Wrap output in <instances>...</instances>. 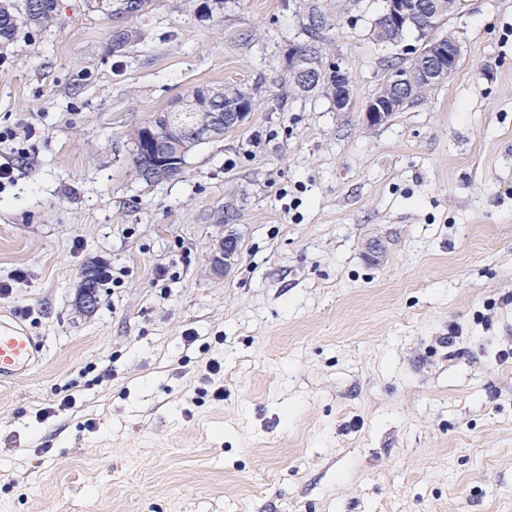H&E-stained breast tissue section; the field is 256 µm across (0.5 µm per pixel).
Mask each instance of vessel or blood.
I'll return each mask as SVG.
<instances>
[{
  "label": "vessel or blood",
  "mask_w": 512,
  "mask_h": 512,
  "mask_svg": "<svg viewBox=\"0 0 512 512\" xmlns=\"http://www.w3.org/2000/svg\"><path fill=\"white\" fill-rule=\"evenodd\" d=\"M44 345L13 317H0V383L35 371L43 361Z\"/></svg>",
  "instance_id": "obj_1"
}]
</instances>
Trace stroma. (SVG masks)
Masks as SVG:
<instances>
[{
  "label": "stroma",
  "mask_w": 512,
  "mask_h": 512,
  "mask_svg": "<svg viewBox=\"0 0 512 512\" xmlns=\"http://www.w3.org/2000/svg\"><path fill=\"white\" fill-rule=\"evenodd\" d=\"M381 5L58 0L0 44V312L45 341L0 384V512H512V0H465L457 69L368 129L421 47L375 41ZM310 44L350 111L293 92ZM225 85L246 122L140 179L137 128Z\"/></svg>",
  "instance_id": "35a3bbf8"
}]
</instances>
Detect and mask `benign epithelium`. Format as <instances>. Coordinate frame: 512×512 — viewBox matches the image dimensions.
<instances>
[{
  "mask_svg": "<svg viewBox=\"0 0 512 512\" xmlns=\"http://www.w3.org/2000/svg\"><path fill=\"white\" fill-rule=\"evenodd\" d=\"M434 11L442 19L452 17L460 8L461 0H431ZM422 6L417 0H386L384 25L374 30L378 41L394 44L390 35L399 29L418 27L422 20ZM461 55L457 37L448 33V42L437 41L417 54V65L406 70H394L381 83L378 90L364 107L365 124L372 128L389 121L401 104L403 94H420L448 79L456 70ZM288 75L294 77L300 86L310 88L323 83H336V110L342 111L351 104L350 79L340 65L323 70L320 62L296 50L289 60ZM214 98L224 100V111L213 112H165L145 123L135 132V154L163 157V145H171L181 134L191 132L202 140L223 135L240 125L246 118L241 111L240 100L224 98V89H201L187 105L199 104Z\"/></svg>",
  "mask_w": 512,
  "mask_h": 512,
  "instance_id": "1",
  "label": "benign epithelium"
}]
</instances>
